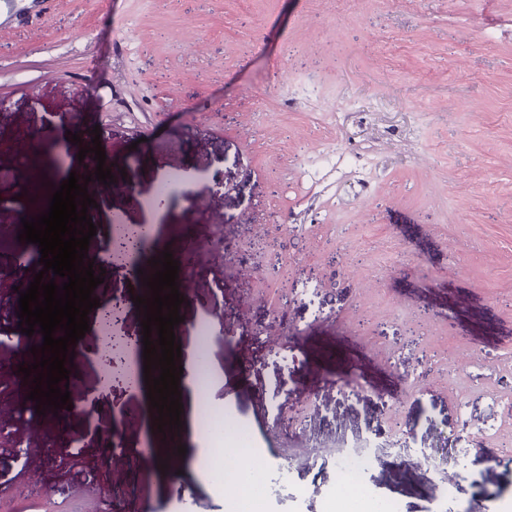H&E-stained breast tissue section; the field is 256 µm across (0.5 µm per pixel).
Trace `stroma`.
<instances>
[{
    "instance_id": "obj_1",
    "label": "stroma",
    "mask_w": 512,
    "mask_h": 512,
    "mask_svg": "<svg viewBox=\"0 0 512 512\" xmlns=\"http://www.w3.org/2000/svg\"><path fill=\"white\" fill-rule=\"evenodd\" d=\"M283 77L316 92L286 109ZM332 107L342 129L314 124ZM57 116L79 120L81 147L99 137L127 183L94 193L93 223H153L144 276L198 245L174 333L187 346L199 322L212 330L213 404L270 461L262 512H330L337 481L309 458L376 429L405 461L367 468L364 512H512V418L498 406L512 399V0H54L35 21L0 14V167L57 166ZM339 134L369 149V181L346 167L299 196L301 170ZM171 170L221 182L151 217ZM103 334L76 346L71 400L100 387L86 353ZM16 364L0 345V416L27 445L20 464L0 446V512H84L119 485L115 463L60 457L63 488L33 491L45 446L16 417ZM295 401L304 418L289 428L277 409ZM146 405L134 390L96 421L141 447L122 512H225L220 472L199 479L171 455L185 428L132 424Z\"/></svg>"
}]
</instances>
